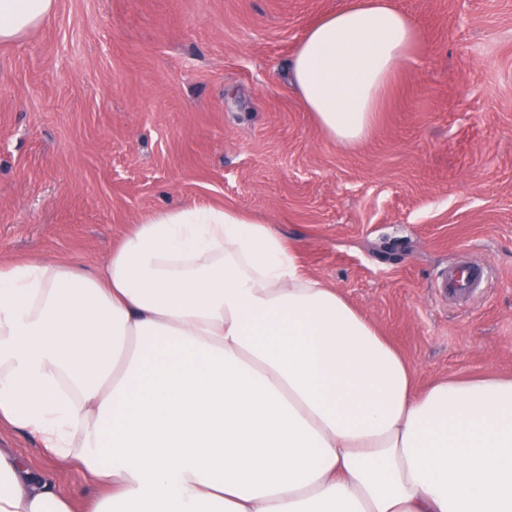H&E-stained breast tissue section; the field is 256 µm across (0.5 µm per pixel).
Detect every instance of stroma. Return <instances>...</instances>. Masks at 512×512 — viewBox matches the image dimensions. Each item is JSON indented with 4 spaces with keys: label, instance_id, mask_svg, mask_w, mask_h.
Wrapping results in <instances>:
<instances>
[{
    "label": "stroma",
    "instance_id": "35a3bbf8",
    "mask_svg": "<svg viewBox=\"0 0 512 512\" xmlns=\"http://www.w3.org/2000/svg\"><path fill=\"white\" fill-rule=\"evenodd\" d=\"M346 0H57L0 43V262L91 270L148 214L234 208L434 380L512 376V0H393L419 39L370 133L344 147L288 81ZM488 280L459 302L451 263ZM65 494L95 490L0 429Z\"/></svg>",
    "mask_w": 512,
    "mask_h": 512
}]
</instances>
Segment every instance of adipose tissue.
<instances>
[{
    "label": "adipose tissue",
    "mask_w": 512,
    "mask_h": 512,
    "mask_svg": "<svg viewBox=\"0 0 512 512\" xmlns=\"http://www.w3.org/2000/svg\"><path fill=\"white\" fill-rule=\"evenodd\" d=\"M57 0H0V43ZM417 41L349 0L289 62L336 143L371 130ZM413 367L241 211L162 210L91 272L0 264V428L76 464L89 512H512V376L414 388ZM0 512H74L0 448Z\"/></svg>",
    "instance_id": "ef3b65f1"
}]
</instances>
